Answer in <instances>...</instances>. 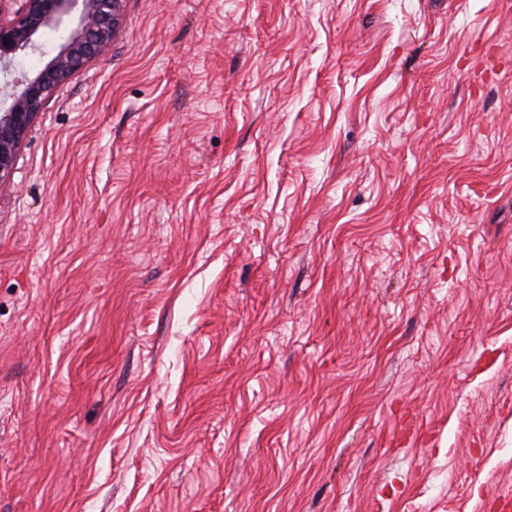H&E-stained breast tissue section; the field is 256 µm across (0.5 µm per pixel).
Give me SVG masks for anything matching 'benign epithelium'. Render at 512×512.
Instances as JSON below:
<instances>
[{"mask_svg":"<svg viewBox=\"0 0 512 512\" xmlns=\"http://www.w3.org/2000/svg\"><path fill=\"white\" fill-rule=\"evenodd\" d=\"M126 0H0V74L22 53L45 55L44 30L64 32L58 51L33 75L0 85V183L9 179L23 139L49 99L92 59L104 54Z\"/></svg>","mask_w":512,"mask_h":512,"instance_id":"1","label":"benign epithelium"}]
</instances>
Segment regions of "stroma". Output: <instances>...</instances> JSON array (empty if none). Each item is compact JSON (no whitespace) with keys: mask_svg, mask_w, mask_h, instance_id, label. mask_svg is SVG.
Instances as JSON below:
<instances>
[{"mask_svg":"<svg viewBox=\"0 0 512 512\" xmlns=\"http://www.w3.org/2000/svg\"><path fill=\"white\" fill-rule=\"evenodd\" d=\"M512 0H127L0 183V512H502Z\"/></svg>","mask_w":512,"mask_h":512,"instance_id":"stroma-1","label":"stroma"}]
</instances>
